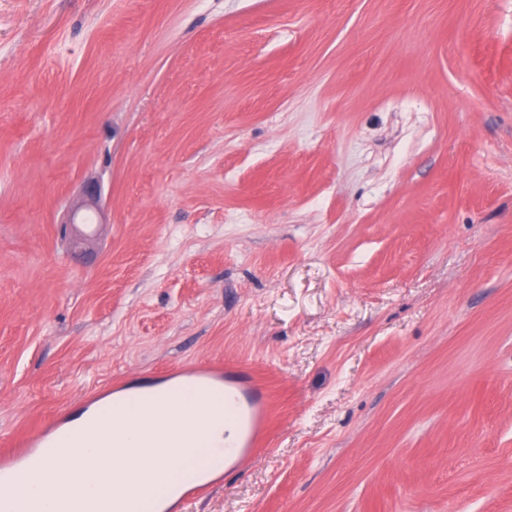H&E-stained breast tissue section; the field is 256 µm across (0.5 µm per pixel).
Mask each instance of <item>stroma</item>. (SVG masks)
<instances>
[{
  "label": "stroma",
  "mask_w": 512,
  "mask_h": 512,
  "mask_svg": "<svg viewBox=\"0 0 512 512\" xmlns=\"http://www.w3.org/2000/svg\"><path fill=\"white\" fill-rule=\"evenodd\" d=\"M210 360L186 512H512V0H0V435ZM193 371L202 378H212L224 383V394H234L235 404L229 407L224 405V418L233 422L238 434L239 451L234 467L243 466L253 458L261 445L265 390L244 370L224 366L219 362L201 364L193 368Z\"/></svg>",
  "instance_id": "obj_1"
}]
</instances>
